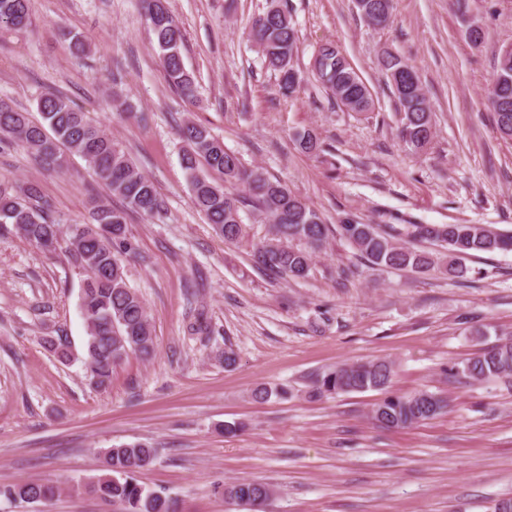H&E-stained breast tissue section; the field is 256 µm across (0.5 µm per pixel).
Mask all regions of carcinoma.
<instances>
[{"label":"carcinoma","mask_w":512,"mask_h":512,"mask_svg":"<svg viewBox=\"0 0 512 512\" xmlns=\"http://www.w3.org/2000/svg\"><path fill=\"white\" fill-rule=\"evenodd\" d=\"M142 5L168 83L186 100H194L195 79L183 60L184 33L167 0H142ZM354 6L368 24L385 27L391 19L393 0H354ZM29 22V0H0V25L24 27ZM249 35L266 67L276 75L293 66L298 38L287 7L269 9L255 17ZM319 54L312 70L315 80L336 104L351 112L368 111L371 91L347 58L332 44L321 46ZM381 66L385 74L397 72L401 76V80L391 79L389 83L397 100L402 142L416 153L427 152L433 140V122L422 82L409 79L417 70L389 51L383 52ZM488 102L496 132L512 141V52L499 53ZM37 111L39 121L0 98V144L18 142L45 167L59 171L67 167L69 156L77 155L95 179L125 203L124 208L117 209L96 198L95 186H88L93 224L112 225V238H103L93 228H77L71 242L85 273L80 303L87 328L85 367L101 387L111 381L113 369L129 354L146 359L154 353L153 329L142 299L126 282L123 256L133 251L127 236L128 213L154 216L163 210V200L154 182L138 170L112 136L68 97L45 94L38 99ZM180 136L185 143L181 161L194 204L225 241L233 243L243 237L242 204H250L269 224L268 237L253 247L252 261L272 279L308 278L313 255L335 233L345 238L368 266L457 278L467 273L461 263L466 256L512 251V232L487 224L397 226L363 224L350 218L336 226L328 224L287 185L272 180L258 166L246 167L208 128L186 120ZM294 140L305 153L322 151L318 138L309 131L296 133ZM202 166L224 175V183H213L201 175ZM228 185L243 186L246 195L232 194L226 190ZM6 224L38 247L46 240L58 242L61 235L51 205L33 182L16 189L0 183V227ZM392 375L393 364L386 360L342 364L316 379L312 393L383 389ZM459 376L472 381L494 377L512 387V340L469 359L460 370L448 369V378ZM447 406L446 398L428 391L390 394L372 408L371 417L387 428H406L442 414ZM154 456L155 448L141 442L109 449L105 473L89 491L106 503L124 505V512H176L174 498L145 489L131 476L135 469L149 465ZM56 490L51 484L28 482L0 486V498L36 503L53 498ZM269 496V486L254 480L231 485L228 499L249 503Z\"/></svg>","instance_id":"cac0c4a2"}]
</instances>
